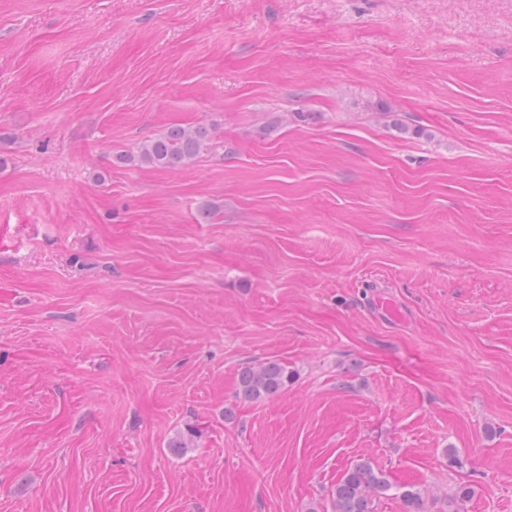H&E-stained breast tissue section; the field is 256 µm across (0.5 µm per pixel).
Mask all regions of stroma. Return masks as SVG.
Returning <instances> with one entry per match:
<instances>
[{
	"instance_id": "1",
	"label": "stroma",
	"mask_w": 512,
	"mask_h": 512,
	"mask_svg": "<svg viewBox=\"0 0 512 512\" xmlns=\"http://www.w3.org/2000/svg\"><path fill=\"white\" fill-rule=\"evenodd\" d=\"M360 458L512 512V0H0V512H330ZM211 130L205 126H172L155 138L145 141L137 156L117 154L119 163L136 162L157 169H181L195 160L211 144ZM294 378L295 373L288 365L275 360L245 366L238 374L237 396L261 403L286 390Z\"/></svg>"
}]
</instances>
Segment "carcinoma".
Wrapping results in <instances>:
<instances>
[{
    "instance_id": "obj_1",
    "label": "carcinoma",
    "mask_w": 512,
    "mask_h": 512,
    "mask_svg": "<svg viewBox=\"0 0 512 512\" xmlns=\"http://www.w3.org/2000/svg\"><path fill=\"white\" fill-rule=\"evenodd\" d=\"M211 141V130L205 126H171L164 134L145 141L137 155L120 153L115 159L157 169H181L206 150ZM294 378L288 365L275 360L245 366L238 374L237 396L261 403L286 390ZM386 496L400 500L404 512H429L423 488L390 483L367 459L351 463L336 482L331 491V512H378V504Z\"/></svg>"
}]
</instances>
